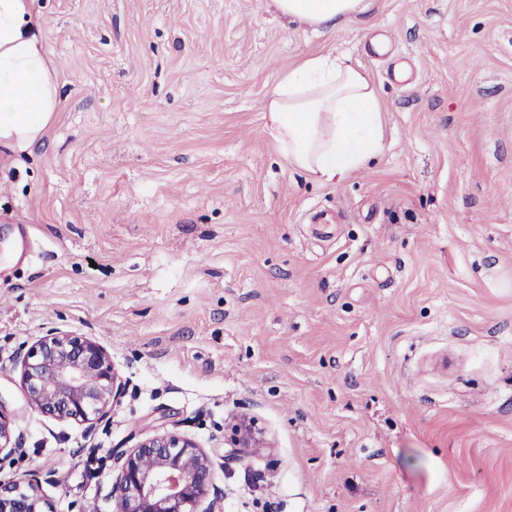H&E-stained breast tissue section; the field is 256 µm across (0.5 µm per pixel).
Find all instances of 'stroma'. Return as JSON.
Here are the masks:
<instances>
[{
  "label": "stroma",
  "instance_id": "stroma-1",
  "mask_svg": "<svg viewBox=\"0 0 512 512\" xmlns=\"http://www.w3.org/2000/svg\"><path fill=\"white\" fill-rule=\"evenodd\" d=\"M34 11L67 97L0 151V480L113 512L121 452L178 432L224 512H512V0H376L324 33L269 0ZM320 49L384 107L382 153L335 186L263 131ZM53 331L108 350L109 421L28 401L18 358ZM239 419L263 445L233 457Z\"/></svg>",
  "mask_w": 512,
  "mask_h": 512
}]
</instances>
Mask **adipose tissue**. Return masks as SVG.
<instances>
[{"mask_svg":"<svg viewBox=\"0 0 512 512\" xmlns=\"http://www.w3.org/2000/svg\"><path fill=\"white\" fill-rule=\"evenodd\" d=\"M283 18L314 31L368 14L375 0H271ZM63 87L33 13V0H0V149L40 143L62 106ZM264 131L293 170L336 185L383 149L382 101L341 53L289 63L264 106Z\"/></svg>","mask_w":512,"mask_h":512,"instance_id":"obj_1","label":"adipose tissue"}]
</instances>
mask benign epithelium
<instances>
[{
    "label": "benign epithelium",
    "instance_id": "benign-epithelium-1",
    "mask_svg": "<svg viewBox=\"0 0 512 512\" xmlns=\"http://www.w3.org/2000/svg\"><path fill=\"white\" fill-rule=\"evenodd\" d=\"M22 387L43 415L91 423L109 417L125 384L103 345L88 336L50 333L21 360ZM250 424L236 425L228 447L243 456L259 447ZM16 452L9 416L0 409V463ZM112 482L115 512H223L217 500L200 511L214 472L208 454L190 438L165 432L123 452ZM0 512H45L34 477L0 481Z\"/></svg>",
    "mask_w": 512,
    "mask_h": 512
}]
</instances>
